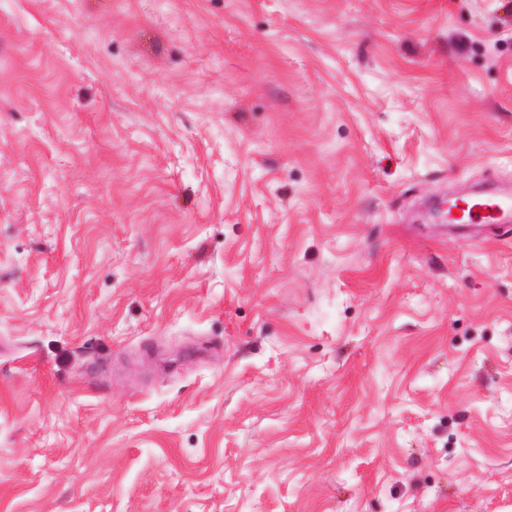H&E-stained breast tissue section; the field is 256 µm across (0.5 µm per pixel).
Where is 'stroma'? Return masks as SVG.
Here are the masks:
<instances>
[{
    "label": "stroma",
    "instance_id": "1",
    "mask_svg": "<svg viewBox=\"0 0 512 512\" xmlns=\"http://www.w3.org/2000/svg\"><path fill=\"white\" fill-rule=\"evenodd\" d=\"M512 0H0V512H512ZM481 198L468 210V220L457 221V224L470 226L471 224H485L490 227H500L501 223L512 222V199L496 193L480 194Z\"/></svg>",
    "mask_w": 512,
    "mask_h": 512
}]
</instances>
